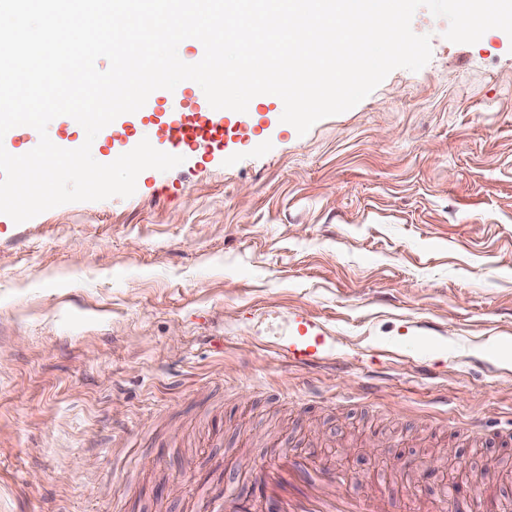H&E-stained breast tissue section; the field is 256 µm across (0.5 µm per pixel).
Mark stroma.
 <instances>
[{
    "label": "stroma",
    "instance_id": "stroma-1",
    "mask_svg": "<svg viewBox=\"0 0 512 512\" xmlns=\"http://www.w3.org/2000/svg\"><path fill=\"white\" fill-rule=\"evenodd\" d=\"M430 35L306 134L254 97L223 154L0 214V512H200L314 448L364 490L457 458L512 502V37ZM327 355H288L298 320Z\"/></svg>",
    "mask_w": 512,
    "mask_h": 512
}]
</instances>
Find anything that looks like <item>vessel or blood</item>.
<instances>
[{"label": "vessel or blood", "mask_w": 512, "mask_h": 512, "mask_svg": "<svg viewBox=\"0 0 512 512\" xmlns=\"http://www.w3.org/2000/svg\"><path fill=\"white\" fill-rule=\"evenodd\" d=\"M144 111L164 113L154 127L159 146L171 150L208 147L219 150L233 132L226 124L223 111L185 98L178 107H169L163 90H154L147 98ZM317 335L313 325L292 337L289 354L305 365L317 358L310 350ZM254 489L263 497L270 512H403L404 501L393 492L370 494L348 490L346 481L337 475L329 462L318 459L315 452L280 453L272 462L258 461L253 468ZM248 497L219 491L208 501L206 512H243Z\"/></svg>", "instance_id": "obj_1"}]
</instances>
